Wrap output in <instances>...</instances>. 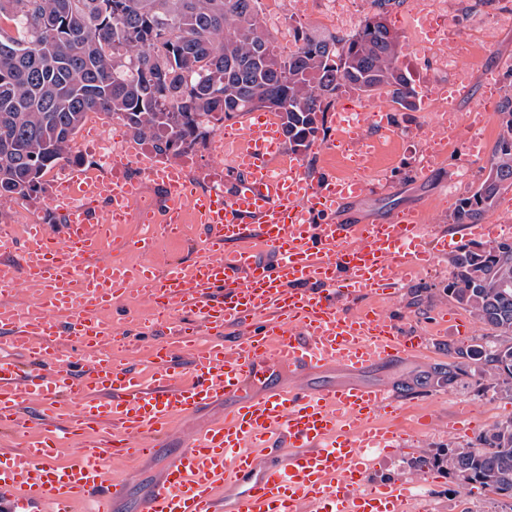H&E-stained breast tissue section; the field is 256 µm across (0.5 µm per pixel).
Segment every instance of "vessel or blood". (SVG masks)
I'll return each mask as SVG.
<instances>
[{"mask_svg": "<svg viewBox=\"0 0 512 512\" xmlns=\"http://www.w3.org/2000/svg\"><path fill=\"white\" fill-rule=\"evenodd\" d=\"M365 120L378 137L356 135ZM245 124L226 157L244 175L231 195L198 193L171 162L153 163L167 208L141 214L126 246L148 254L198 225L190 264L158 273L107 259L137 193L123 157L109 159L105 179L69 173L66 223L26 225L21 239L0 232V290L36 295L0 302V429L23 439L0 448V512H72L78 502L112 512L126 492L112 461L154 453L174 418L219 401L223 419L184 438L140 512H418L414 478L369 480L375 458L403 443L377 421L399 416L404 399L360 375L428 349L429 336L396 325L379 302L447 241L418 212L343 221L364 180L282 155L271 115ZM390 137L383 110L346 108L330 148L367 166ZM131 292L150 300L161 342L143 345L138 329L113 321ZM233 327L243 334L225 344ZM329 364L347 378L303 383ZM64 437L82 445L59 463Z\"/></svg>", "mask_w": 512, "mask_h": 512, "instance_id": "obj_1", "label": "vessel or blood"}]
</instances>
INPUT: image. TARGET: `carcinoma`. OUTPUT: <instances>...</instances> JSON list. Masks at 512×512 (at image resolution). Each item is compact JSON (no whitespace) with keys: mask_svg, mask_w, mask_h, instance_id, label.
Returning <instances> with one entry per match:
<instances>
[{"mask_svg":"<svg viewBox=\"0 0 512 512\" xmlns=\"http://www.w3.org/2000/svg\"><path fill=\"white\" fill-rule=\"evenodd\" d=\"M389 0L349 35L295 28L294 50H274L260 0H0V200L38 192L46 170L70 161L87 116L103 112L158 155L179 157L212 120L264 108L281 119L289 150L307 151L343 89L386 91L405 110L419 92L383 17ZM486 178L461 199L455 224H480L512 188V97ZM446 291L495 333L460 355L512 390V241L464 244ZM512 499V422L477 443L415 462Z\"/></svg>","mask_w":512,"mask_h":512,"instance_id":"carcinoma-1","label":"carcinoma"}]
</instances>
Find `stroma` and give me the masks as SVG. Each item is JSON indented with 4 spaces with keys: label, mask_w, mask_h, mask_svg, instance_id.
Segmentation results:
<instances>
[{
    "label": "stroma",
    "mask_w": 512,
    "mask_h": 512,
    "mask_svg": "<svg viewBox=\"0 0 512 512\" xmlns=\"http://www.w3.org/2000/svg\"><path fill=\"white\" fill-rule=\"evenodd\" d=\"M455 2L459 10V23L456 38L449 41L446 52L451 57L459 56L461 63L476 78L474 95L461 100L459 104L461 111L466 112L479 104V93L484 82L494 81L504 88L512 84V18L503 20L492 46L478 44L471 52L461 55L457 52L458 40L473 36L476 24L488 13L489 8L480 4L479 0ZM410 9V0H393L387 6L384 17L404 47L400 58L403 67L411 72L419 90L426 92L434 84L447 82L448 73L431 53H410ZM376 99L388 106L396 127L394 149L373 162L374 168L386 171L388 181L384 184L368 181L362 195L348 205L346 217L349 222L356 223L367 216L387 217L400 210L418 209L425 212L430 226L448 236V248L440 252L435 267L412 282L400 284L386 304L388 315L395 318L400 326L419 329L432 336L429 351L422 358L394 361L367 375L368 380L393 385L411 396L397 424L400 430L412 432L414 451L410 454H392L371 471L370 481L383 484L413 472V464L418 459L433 457L444 448L475 443L481 433L495 425L512 421V392L479 381L477 376L471 374L460 376L446 388L437 384L441 372L447 371L450 365L460 363V350L481 343L484 336L490 333L489 328L476 320L469 309L451 300L444 290L452 278L450 258L467 242L461 225L450 220L458 201L448 195V184L459 172L462 153L459 144H452L428 173H421L423 125L430 117L429 111L424 108L414 112L403 110L392 104L390 97L384 93L377 94ZM334 119V112H326L324 133L319 134L310 150L299 156L300 162L309 171L325 174L345 171L342 161L326 151L335 137ZM238 123L235 117L217 123L216 134L193 149L194 166L188 173L189 180H197L198 176L215 171L219 177L213 184L214 189L231 192L237 178L222 171L224 162L218 155L216 135L234 130ZM101 127L117 136L127 134L126 128L118 120L96 114L94 121L84 123L71 144V168L82 171L98 168L99 159L88 151L87 146ZM197 243L194 237L172 240L158 244L149 254L115 248L111 251V257L130 265L152 264L162 270L170 264L192 261ZM448 315L464 326V333L447 338L439 336L442 319ZM473 412L478 414V422L465 430H457L455 424L459 418ZM223 414L224 406L218 403L195 417L175 419L169 437L157 454L113 463L111 475L126 481L128 493L124 500L114 505L112 512H137L139 501L161 477L167 460L180 447L183 438ZM423 415L429 416L430 423L422 430L418 427V419ZM419 492L427 499L431 512H512V501L484 489L459 485L445 471L436 468L423 478Z\"/></svg>",
    "instance_id": "stroma-1"
}]
</instances>
